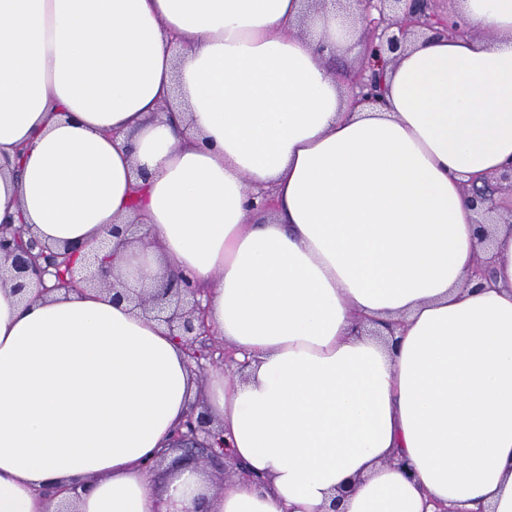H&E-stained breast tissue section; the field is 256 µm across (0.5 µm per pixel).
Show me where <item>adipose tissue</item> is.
Masks as SVG:
<instances>
[{"instance_id": "ef3b65f1", "label": "adipose tissue", "mask_w": 512, "mask_h": 512, "mask_svg": "<svg viewBox=\"0 0 512 512\" xmlns=\"http://www.w3.org/2000/svg\"><path fill=\"white\" fill-rule=\"evenodd\" d=\"M305 2L0 0V223L135 225L108 272L205 288L247 364L203 385L111 292L0 282V512H512V226L484 252L464 188L512 165V0H458L473 36L376 58L360 104L343 0L307 33ZM201 389L249 477L152 485Z\"/></svg>"}]
</instances>
